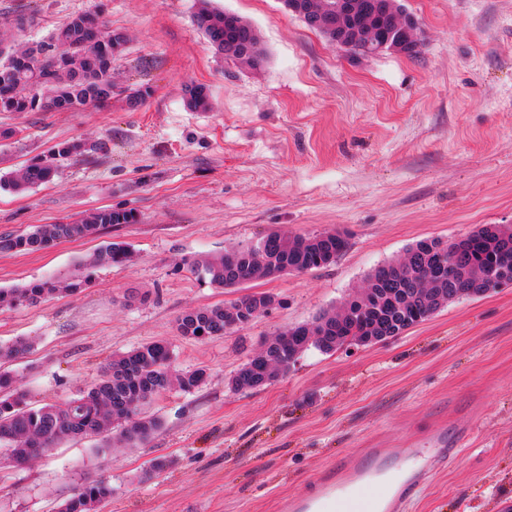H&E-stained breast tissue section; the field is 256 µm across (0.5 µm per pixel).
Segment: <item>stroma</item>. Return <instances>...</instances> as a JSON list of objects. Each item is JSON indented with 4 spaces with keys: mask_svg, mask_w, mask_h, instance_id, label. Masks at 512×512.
<instances>
[{
    "mask_svg": "<svg viewBox=\"0 0 512 512\" xmlns=\"http://www.w3.org/2000/svg\"><path fill=\"white\" fill-rule=\"evenodd\" d=\"M417 23L416 56L361 57L329 44L281 0H0V40L49 36L96 11L128 37L112 64L111 105L82 112H0L18 129L0 147V176L78 141L52 181L0 189V235L133 210V224L30 253H0V288L65 278L101 244L132 261L97 269L91 284L35 307L0 311V343L30 338L17 370L36 404L86 390L116 354L168 342L192 392L172 388L147 412L159 429L141 448L93 439L58 445L27 466L0 468V512H54L81 478L107 477L99 512H284L316 492L317 476L379 441L415 445L459 425L474 438L438 466L404 512H512V288L456 301L402 335L332 353L307 351L257 390L230 381L265 341L339 309L377 266L415 242L512 228V0H401ZM232 12L257 30L259 69L225 61L193 18ZM206 86L210 105L187 106ZM148 90L128 108L124 90ZM338 231L349 246L306 273L215 288L185 258L212 257L274 232ZM266 292L278 303L233 333L181 336L190 307ZM167 462L155 472V458Z\"/></svg>",
    "mask_w": 512,
    "mask_h": 512,
    "instance_id": "1",
    "label": "stroma"
}]
</instances>
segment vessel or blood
Returning a JSON list of instances; mask_svg holds the SVG:
<instances>
[{"label":"vessel or blood","mask_w":512,"mask_h":512,"mask_svg":"<svg viewBox=\"0 0 512 512\" xmlns=\"http://www.w3.org/2000/svg\"><path fill=\"white\" fill-rule=\"evenodd\" d=\"M465 434L435 431L427 446L372 448L347 455L335 478L312 496L290 499L288 512H403L423 488L433 463L447 462Z\"/></svg>","instance_id":"vessel-or-blood-1"}]
</instances>
